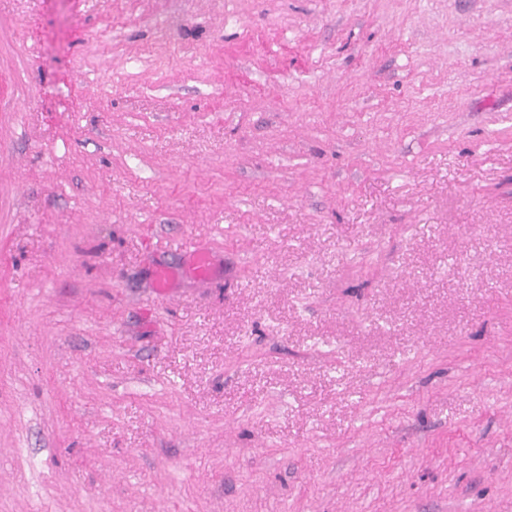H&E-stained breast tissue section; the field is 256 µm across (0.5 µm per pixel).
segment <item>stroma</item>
Segmentation results:
<instances>
[{
    "mask_svg": "<svg viewBox=\"0 0 512 512\" xmlns=\"http://www.w3.org/2000/svg\"><path fill=\"white\" fill-rule=\"evenodd\" d=\"M0 512H512V0H0Z\"/></svg>",
    "mask_w": 512,
    "mask_h": 512,
    "instance_id": "1",
    "label": "stroma"
}]
</instances>
